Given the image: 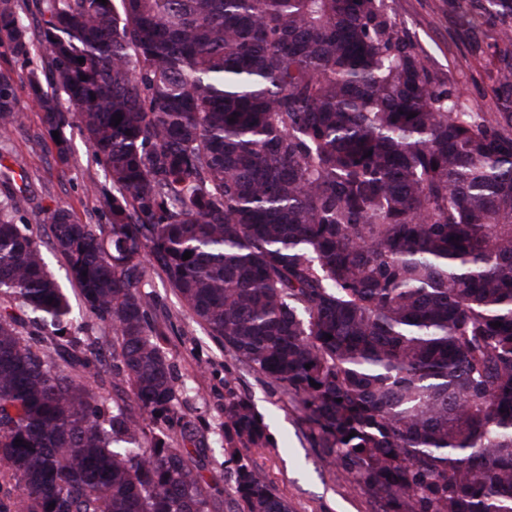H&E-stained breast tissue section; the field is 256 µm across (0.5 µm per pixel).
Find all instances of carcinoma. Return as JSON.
<instances>
[{
    "label": "carcinoma",
    "instance_id": "cac0c4a2",
    "mask_svg": "<svg viewBox=\"0 0 512 512\" xmlns=\"http://www.w3.org/2000/svg\"><path fill=\"white\" fill-rule=\"evenodd\" d=\"M35 7L37 39L0 0V47L48 53L27 76L44 130L66 162L78 129L105 172L106 223L61 207L47 223L113 337L71 336L25 189L0 199V512H211L140 291L151 269L380 512H512V0L459 17L492 27V112L386 0ZM23 120L0 71V128ZM268 444L252 403L225 401L237 512H290L240 456Z\"/></svg>",
    "mask_w": 512,
    "mask_h": 512
}]
</instances>
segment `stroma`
I'll use <instances>...</instances> for the list:
<instances>
[{
	"instance_id": "35a3bbf8",
	"label": "stroma",
	"mask_w": 512,
	"mask_h": 512,
	"mask_svg": "<svg viewBox=\"0 0 512 512\" xmlns=\"http://www.w3.org/2000/svg\"><path fill=\"white\" fill-rule=\"evenodd\" d=\"M395 18L404 23L437 73L454 83L477 112L493 107L489 73L496 58L485 26H461L464 0H387ZM17 96L25 115L19 128L0 130V162L29 184L26 222L36 225L50 270L65 275V259L51 245L44 226L57 207L69 209L83 224L103 223L90 194L103 182L102 167L79 132H72V154L61 162L54 143L44 133L40 114L25 86ZM145 290L153 299L152 316L166 332L164 347L176 387L184 391L180 410L197 426L200 467L214 494L213 512H236L228 454L220 446L224 402L232 396L251 400L262 416L271 443L248 450L249 462L291 506V512H379L376 499L341 467L328 465L316 448L311 431L295 402L283 397L259 375L242 370L213 337L196 325L178 297L156 272H149Z\"/></svg>"
}]
</instances>
